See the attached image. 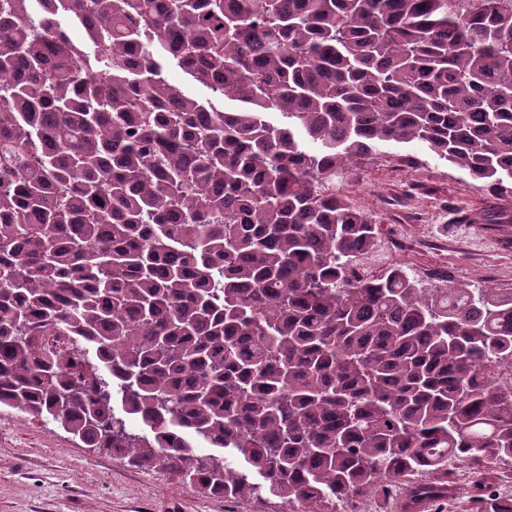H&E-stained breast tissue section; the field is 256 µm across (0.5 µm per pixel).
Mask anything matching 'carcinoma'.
<instances>
[{
	"mask_svg": "<svg viewBox=\"0 0 512 512\" xmlns=\"http://www.w3.org/2000/svg\"><path fill=\"white\" fill-rule=\"evenodd\" d=\"M391 142L512 196V0H0V406L229 499L427 472L425 512L466 461L512 512V289L350 275L376 229L332 186Z\"/></svg>",
	"mask_w": 512,
	"mask_h": 512,
	"instance_id": "cac0c4a2",
	"label": "carcinoma"
}]
</instances>
